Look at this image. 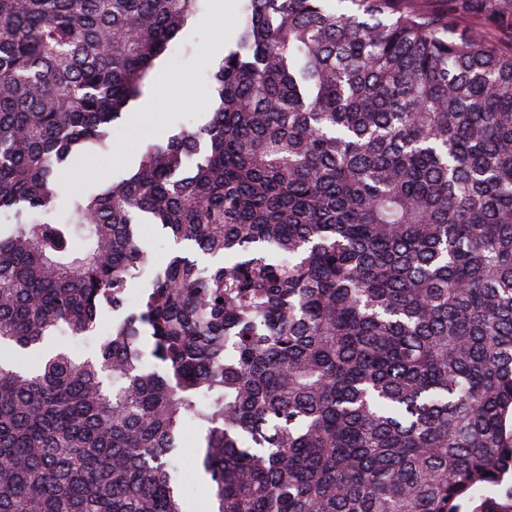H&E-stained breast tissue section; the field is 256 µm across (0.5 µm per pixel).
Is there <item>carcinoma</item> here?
Returning <instances> with one entry per match:
<instances>
[{
	"instance_id": "1",
	"label": "carcinoma",
	"mask_w": 512,
	"mask_h": 512,
	"mask_svg": "<svg viewBox=\"0 0 512 512\" xmlns=\"http://www.w3.org/2000/svg\"><path fill=\"white\" fill-rule=\"evenodd\" d=\"M200 2L0 0V512H185L189 421L212 512H512V49L243 0L210 118L56 219ZM140 236L156 264L166 263L173 248V238L158 224H141ZM204 431L195 423L188 422L181 436L177 450L180 466V481L183 487V495L188 510L194 504L199 503L205 492L196 466V458L202 441Z\"/></svg>"
}]
</instances>
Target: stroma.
<instances>
[{
  "instance_id": "stroma-1",
  "label": "stroma",
  "mask_w": 512,
  "mask_h": 512,
  "mask_svg": "<svg viewBox=\"0 0 512 512\" xmlns=\"http://www.w3.org/2000/svg\"><path fill=\"white\" fill-rule=\"evenodd\" d=\"M223 2V29H216L210 21L214 0H204L196 17L183 29L173 52L163 59L155 80L134 103L131 118L116 122L111 150L80 161L67 179L70 188H103L117 172L133 163L143 139H164L182 127L207 120L211 108L210 72L223 58L242 19L241 0ZM203 435L198 425L187 423L178 448L180 481L189 506L199 503L205 495L196 466Z\"/></svg>"
}]
</instances>
